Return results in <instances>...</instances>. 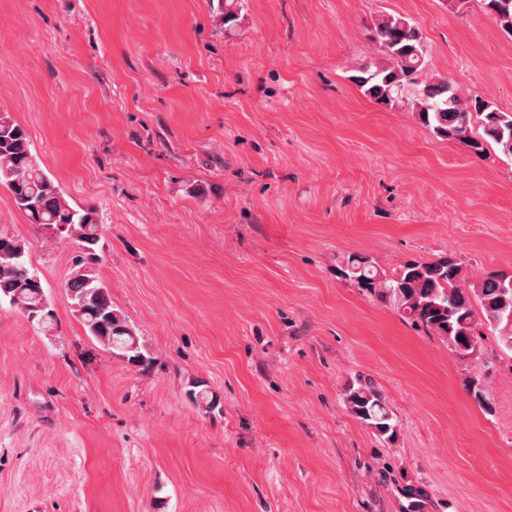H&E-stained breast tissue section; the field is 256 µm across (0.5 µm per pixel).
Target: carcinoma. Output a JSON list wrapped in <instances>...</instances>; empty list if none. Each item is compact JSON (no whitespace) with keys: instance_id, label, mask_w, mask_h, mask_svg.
Wrapping results in <instances>:
<instances>
[{"instance_id":"carcinoma-1","label":"carcinoma","mask_w":512,"mask_h":512,"mask_svg":"<svg viewBox=\"0 0 512 512\" xmlns=\"http://www.w3.org/2000/svg\"><path fill=\"white\" fill-rule=\"evenodd\" d=\"M501 29L512 35V0H481ZM372 39L381 60L358 68L353 81L364 95L379 104L405 102L419 123L436 136L463 145L482 156L495 144L512 157V113L501 112L482 99L466 100L440 77L422 81L426 53L419 29L403 14H384L373 23ZM0 186L11 193L14 205L29 221L52 228L77 243L78 254L65 288L86 333L113 355L134 366L151 362L148 349L124 315L113 307L108 287L97 277L101 228L96 210L75 208L47 175L33 152L26 129L0 113ZM28 244L0 236V301L17 307L32 321L52 320L42 281L28 258ZM357 288L395 309L403 318L451 345L462 357L479 355V340L489 332L502 350L512 353V294L503 279L512 270H496L466 283L462 267L451 256L409 260L391 271L366 255L347 258L340 269ZM345 403L351 413L382 440L396 438L394 414L381 392L369 381L350 385ZM406 512H424L427 491L419 485L402 489Z\"/></svg>"}]
</instances>
